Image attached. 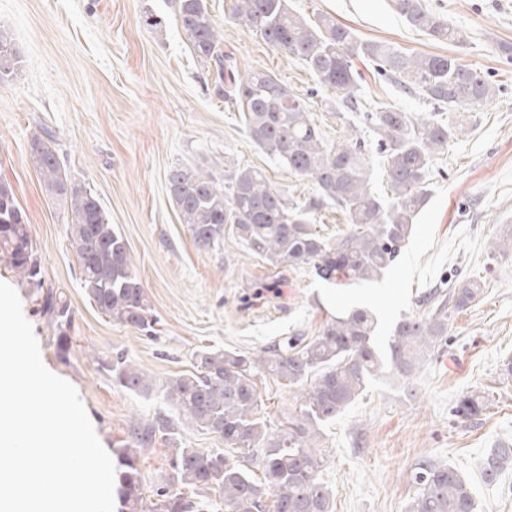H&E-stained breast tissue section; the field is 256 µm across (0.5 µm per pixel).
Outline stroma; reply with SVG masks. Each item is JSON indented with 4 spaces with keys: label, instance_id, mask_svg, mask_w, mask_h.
<instances>
[{
    "label": "stroma",
    "instance_id": "obj_1",
    "mask_svg": "<svg viewBox=\"0 0 512 512\" xmlns=\"http://www.w3.org/2000/svg\"><path fill=\"white\" fill-rule=\"evenodd\" d=\"M466 33L463 42L431 39L394 13L388 0H290L301 14L319 11L360 40L389 43L407 54L451 55L484 71L492 101L463 119L467 132L440 153L429 202L415 232L382 280L318 278L308 267L274 266L233 239L199 248L166 191L170 168L191 166L223 178L226 164L261 168L287 197L308 200L311 180L296 177L259 150L238 113L214 89L212 68L197 59L169 0H0L23 66L0 84V180L7 181L28 217L46 286L63 291L73 311V346L60 359L54 330L27 286L0 262V282L15 286L40 344L45 366L76 387L105 449L123 437L133 417L167 409L163 396L129 395L113 387L98 354L123 353L162 383L190 370L200 346L258 352L295 333L312 337L348 300L361 297L378 317L377 342L386 346L395 324L419 312L434 289L480 278L483 294L448 315V341L401 382L390 373L326 423L320 477L333 494V512H404L414 490L413 465L424 458L455 467L471 484L476 512H512V464L486 483L481 461L500 442L512 443V256L492 245L512 228V0H424ZM224 31V48L239 73L272 71L309 96L315 121L330 137L361 112L343 111L341 96L320 87L296 57L268 47L229 20L232 0H206ZM361 96L420 115L434 105L404 95L396 83L356 62ZM69 178L95 195L126 242L145 288L157 332L152 336L109 322L91 306L68 244V217L46 194L27 142L40 128ZM490 392L481 420L457 418L455 400ZM272 423L297 413L300 397L272 379L259 385Z\"/></svg>",
    "mask_w": 512,
    "mask_h": 512
}]
</instances>
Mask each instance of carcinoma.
<instances>
[{"mask_svg": "<svg viewBox=\"0 0 512 512\" xmlns=\"http://www.w3.org/2000/svg\"><path fill=\"white\" fill-rule=\"evenodd\" d=\"M192 52L213 62L217 93L234 106L249 139L278 159L296 177L308 178L318 195L306 203L290 202L254 166H228L224 184L211 173L187 166L168 172L167 190L180 221L195 242L211 248L229 232L252 253L273 265H310L322 280L341 276L374 283L399 258L414 220L428 197L426 189L437 155L451 139L465 133L435 116L414 118L393 105L366 107L358 96L360 75L354 59L392 76L403 92L419 95L443 110L471 112L486 105L496 90L485 74L445 55H406L383 42L361 41L332 17H305L289 0H232L229 19L259 35L271 48L301 60L318 83L342 95L348 111L365 113L376 141L387 183V196L371 187L372 158L358 127L330 139L312 117L310 98L294 93L267 69L240 77L235 56L221 49L224 32L206 0H169ZM410 26L433 39L463 42L462 32L427 8L424 0H391ZM21 59L12 35L0 27V83L16 78ZM44 128L27 142L30 160L49 198L71 212L69 246L79 263L80 281L96 310L110 321L149 334L151 305L138 279L130 252L100 203L84 185L68 178ZM334 204L348 228L336 240L319 235L311 215ZM18 272L37 293L40 311L56 326L60 358L72 347L73 316L61 294L43 289L41 260L27 218L11 185L0 181V261ZM480 281L469 279L447 294L429 292L422 304L427 315H407L394 327L382 353L376 342L377 317L355 307L331 317L319 334L306 341L287 336L258 357L240 350L201 346L193 369L162 383L176 416L158 412L133 418L116 456L119 512H332V494L319 472L324 457L316 439L321 427L336 419L384 370L407 381L448 335V308L461 312L480 296ZM96 361L112 373L117 388L146 397L152 378L122 354ZM268 376L300 395V409L270 427L262 411L258 381ZM492 398L463 394L453 407L464 421L477 420ZM224 440V447L191 448L179 421ZM164 448L168 481L145 493L140 454ZM512 463V444H500L482 460V474L495 481ZM415 492L405 512H475L471 484L452 466L429 459L412 471Z\"/></svg>", "mask_w": 512, "mask_h": 512, "instance_id": "cac0c4a2", "label": "carcinoma"}]
</instances>
